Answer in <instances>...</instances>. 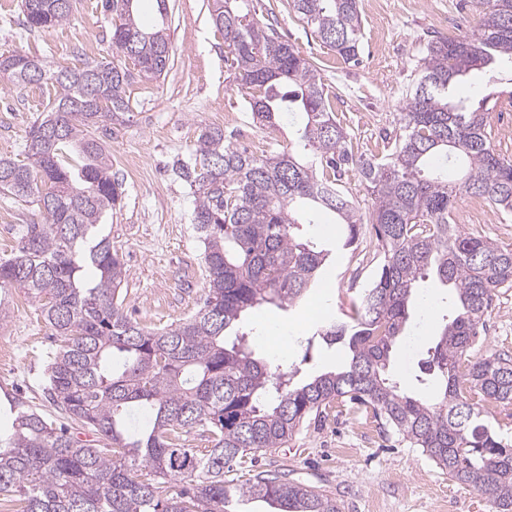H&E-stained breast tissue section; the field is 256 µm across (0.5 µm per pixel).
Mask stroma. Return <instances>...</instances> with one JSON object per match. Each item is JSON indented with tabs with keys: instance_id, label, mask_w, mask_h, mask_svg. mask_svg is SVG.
I'll list each match as a JSON object with an SVG mask.
<instances>
[{
	"instance_id": "stroma-1",
	"label": "stroma",
	"mask_w": 512,
	"mask_h": 512,
	"mask_svg": "<svg viewBox=\"0 0 512 512\" xmlns=\"http://www.w3.org/2000/svg\"><path fill=\"white\" fill-rule=\"evenodd\" d=\"M211 0H169L172 62L166 76L130 88L131 119L99 130L112 160V173L123 183L121 208L109 213L105 232L127 271L123 310L144 326L161 328L185 320L201 307L206 292L204 245L193 224L194 196L171 170L188 159L203 127L223 129L236 144L254 153L295 141L302 118L284 114L273 134L255 126L244 90L233 81L225 59L224 36L211 23ZM366 0L362 15L361 57L338 63L334 50L316 37L290 0H253L261 22L274 25L284 40L313 61L334 101L337 121L347 129L355 153L380 155L383 140L399 130L400 106L418 78L417 67L433 32L430 14H463L478 23L474 0ZM112 16L101 0H72L69 19L55 28L32 32L24 25L21 0H0V51L21 50L49 65L79 66L110 61ZM96 53H88L87 45ZM49 91L42 85H13L0 79V155L24 159L29 126L46 112ZM34 202L0 191V256L9 255L22 225L39 221ZM306 237L332 249L333 260L315 288L281 310L263 307L249 315L245 330L257 357L271 365H299L301 377L334 368L345 356L341 345L305 339L318 322L306 318L315 299L329 302L332 317H341L374 279L379 256L375 234L363 225L357 242L337 249L345 235L329 216H317L304 228ZM434 299V314H413L409 336L392 356L390 371L402 389L421 390L419 381L428 347L433 346L441 316L449 310L445 290L419 284ZM486 329L476 354L512 356V287L498 289L485 318ZM0 336L13 341L14 369L0 370V390L18 393L32 409L65 422V414L48 392V354L58 339L37 304L15 295L14 307L0 322ZM368 415L353 404L334 408L322 422L303 427L284 447L259 457L257 469L290 473L292 478L335 497L341 512H495L486 496L450 481L421 449L401 442L389 428H366Z\"/></svg>"
}]
</instances>
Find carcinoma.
<instances>
[{"instance_id":"carcinoma-1","label":"carcinoma","mask_w":512,"mask_h":512,"mask_svg":"<svg viewBox=\"0 0 512 512\" xmlns=\"http://www.w3.org/2000/svg\"><path fill=\"white\" fill-rule=\"evenodd\" d=\"M55 2L21 0L27 29L65 22L69 10ZM134 2L102 0L112 11V47L123 56L112 64L55 69L20 51L0 54V77L54 89L27 132L26 161L0 156V190L36 198L43 214L0 257V322L13 291L39 305L60 336L49 356L51 398L95 435L82 440L4 394L12 417L0 434V496L19 502V512H236L233 503L246 496L276 512H340L335 499L280 473L258 471L241 486L225 474L281 447L347 397L498 512H512V440L484 418L489 404L512 405V357L470 360L493 294L512 286V247L452 223L462 193L512 214V160L490 143L488 99L474 108L455 98L475 70L492 87L512 85V73L499 69L512 63V0H475L476 34L427 44L399 133L379 158L353 154L308 59L250 17L245 0H212L211 21L224 33L253 122L274 131L285 112L303 122L295 146L259 156L208 127L192 157L175 162L195 197L207 293L198 313L162 328L124 314V262L101 223L121 205L123 189L95 130L124 123L126 88L167 73L173 52L168 0H155L160 23L150 31ZM291 4L343 60L358 61L359 0ZM343 165L371 194L366 219L338 188ZM316 211L346 225L349 247L371 224L382 263L348 319L315 332L344 345L345 363L299 382L298 368L255 357L240 327L251 311L290 307L315 284L330 250L303 235L301 214ZM427 277L448 290L455 311L428 350L432 391L410 395L389 366ZM133 408L146 415L134 432L124 420ZM193 429L204 447L185 443Z\"/></svg>"}]
</instances>
